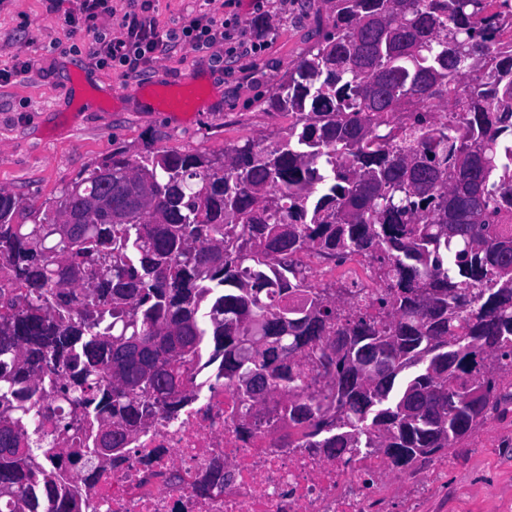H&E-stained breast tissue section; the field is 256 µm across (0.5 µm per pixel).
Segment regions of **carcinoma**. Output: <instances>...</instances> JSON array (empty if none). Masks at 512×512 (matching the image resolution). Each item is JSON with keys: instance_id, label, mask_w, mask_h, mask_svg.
<instances>
[{"instance_id": "1", "label": "carcinoma", "mask_w": 512, "mask_h": 512, "mask_svg": "<svg viewBox=\"0 0 512 512\" xmlns=\"http://www.w3.org/2000/svg\"><path fill=\"white\" fill-rule=\"evenodd\" d=\"M322 33L275 89L271 141L123 151L55 215L0 191V512L121 459L199 370L303 448L404 473L496 411L512 375V0H315ZM111 183L100 185V172ZM88 225L77 237L66 212ZM357 255L384 292L314 284ZM302 293L304 303L290 304ZM277 346L248 357L242 337Z\"/></svg>"}]
</instances>
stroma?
Segmentation results:
<instances>
[{
    "instance_id": "stroma-1",
    "label": "stroma",
    "mask_w": 512,
    "mask_h": 512,
    "mask_svg": "<svg viewBox=\"0 0 512 512\" xmlns=\"http://www.w3.org/2000/svg\"><path fill=\"white\" fill-rule=\"evenodd\" d=\"M80 0H0V70L30 57L35 68L0 82V188L52 213L60 191L113 152L218 154L248 138L287 128L286 113L269 109L278 81L313 41L309 0H152L149 14L162 30L187 15L264 13L270 31L264 51L226 57L175 43L138 73L95 66L90 36L71 30L66 16ZM202 101L199 112H161L169 97ZM446 467L415 465L425 481L421 512H512V405L504 406L447 451Z\"/></svg>"
}]
</instances>
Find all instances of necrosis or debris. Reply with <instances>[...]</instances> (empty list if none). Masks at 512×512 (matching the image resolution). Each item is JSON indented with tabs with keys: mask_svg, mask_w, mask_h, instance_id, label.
<instances>
[{
	"mask_svg": "<svg viewBox=\"0 0 512 512\" xmlns=\"http://www.w3.org/2000/svg\"><path fill=\"white\" fill-rule=\"evenodd\" d=\"M313 281L338 278L373 288L366 266L303 255ZM233 398L202 391L163 412L125 459L99 471L89 512H391L399 478L373 450L354 459L314 448L287 449L288 424L267 413L237 430Z\"/></svg>",
	"mask_w": 512,
	"mask_h": 512,
	"instance_id": "1",
	"label": "necrosis or debris"
}]
</instances>
